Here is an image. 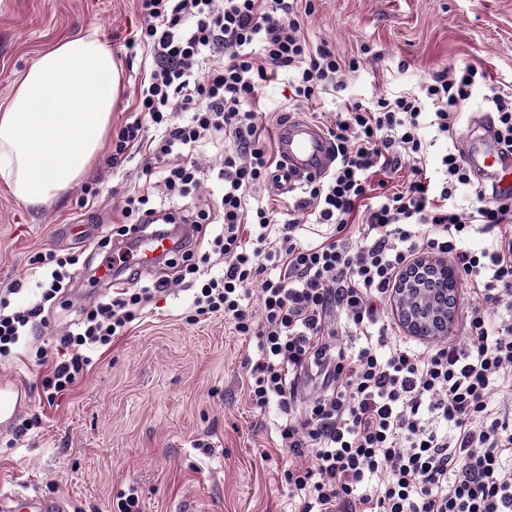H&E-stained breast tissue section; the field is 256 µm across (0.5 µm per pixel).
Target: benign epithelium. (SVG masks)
Wrapping results in <instances>:
<instances>
[{"label": "benign epithelium", "mask_w": 512, "mask_h": 512, "mask_svg": "<svg viewBox=\"0 0 512 512\" xmlns=\"http://www.w3.org/2000/svg\"><path fill=\"white\" fill-rule=\"evenodd\" d=\"M415 266L437 273L443 279L448 278L450 274L447 262L428 256L417 260ZM428 280H430L428 276H405L394 291V311L410 335L433 341L445 339L448 337V328L454 319V310L448 306V289H431L435 297L434 306L423 311L420 309L417 295L425 290Z\"/></svg>", "instance_id": "1"}]
</instances>
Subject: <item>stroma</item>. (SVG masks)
Returning <instances> with one entry per match:
<instances>
[{
  "mask_svg": "<svg viewBox=\"0 0 512 512\" xmlns=\"http://www.w3.org/2000/svg\"><path fill=\"white\" fill-rule=\"evenodd\" d=\"M315 9L309 37L362 60L347 81L355 98L409 90L462 63L512 89V0H316ZM139 23L136 0H0V108L42 53L94 32L122 65L112 126H124L144 76L124 48ZM111 154L104 139L82 185L38 209L0 184V292L29 275L36 254L78 259L71 290L46 306L44 322L12 357L0 359V381L25 398L14 422L0 428V482L65 496L74 512H118L120 493L131 488L142 512H289L284 472L306 459L282 446L277 407L258 410L248 398L245 362L256 342L234 335L219 315L189 321L194 291L177 281L181 264L139 265L136 231L122 236L118 228L141 158L116 168ZM86 183L100 192L89 205ZM122 256L130 287L166 280L169 288L110 345L90 351L72 390L48 399V368L37 351L55 349L83 308L109 295L96 268Z\"/></svg>",
  "mask_w": 512,
  "mask_h": 512,
  "instance_id": "obj_1",
  "label": "stroma"
}]
</instances>
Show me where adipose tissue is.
<instances>
[{
  "label": "adipose tissue",
  "instance_id": "adipose-tissue-1",
  "mask_svg": "<svg viewBox=\"0 0 512 512\" xmlns=\"http://www.w3.org/2000/svg\"><path fill=\"white\" fill-rule=\"evenodd\" d=\"M119 94V64L96 33L40 55L0 111V183L31 207L72 188L98 156Z\"/></svg>",
  "mask_w": 512,
  "mask_h": 512
}]
</instances>
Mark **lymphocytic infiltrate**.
<instances>
[{
	"label": "lymphocytic infiltrate",
	"mask_w": 512,
	"mask_h": 512,
	"mask_svg": "<svg viewBox=\"0 0 512 512\" xmlns=\"http://www.w3.org/2000/svg\"><path fill=\"white\" fill-rule=\"evenodd\" d=\"M137 2L143 23L127 46L140 48L146 75L133 120L112 140L111 161L118 167L141 155L143 171L157 180L128 192L122 217L202 232L209 210L161 217L148 202L157 191L174 201L198 193L208 172L195 154L225 139L216 173L224 230L213 240L223 269L212 272L204 256L185 272L197 286L195 315H222L236 335L257 341L248 397L260 410L277 406L283 444L311 456L285 475L298 512H512V197L488 195L455 144L461 107L487 73L454 66L414 91L344 100L327 127L335 166L300 181L296 215L281 225L256 196L275 162L260 90L286 77L300 107L345 91L359 60L305 37L314 0ZM486 101L495 142L512 153V91L491 88ZM427 126L450 143L438 190L426 175ZM405 162L411 179L389 191ZM463 188L472 191L467 207H448ZM303 221L332 231L300 244L295 231ZM476 229L491 234L490 245L460 250ZM426 254L447 257L467 306L463 338L420 349L378 326L374 305L390 300ZM69 263L38 257L39 302L14 308L0 298V357L61 293ZM113 284L115 293L60 337L66 356L43 380L50 397L83 377L87 349L110 344L167 287L127 288L118 276ZM335 312L348 327L341 340L330 323ZM314 369L325 389L299 405L300 381Z\"/></svg>",
	"instance_id": "lymphocytic-infiltrate-1"
}]
</instances>
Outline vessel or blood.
Returning a JSON list of instances; mask_svg holds the SVG:
<instances>
[{
    "label": "vessel or blood",
    "mask_w": 512,
    "mask_h": 512,
    "mask_svg": "<svg viewBox=\"0 0 512 512\" xmlns=\"http://www.w3.org/2000/svg\"><path fill=\"white\" fill-rule=\"evenodd\" d=\"M276 153L283 174L292 180L320 177L332 166L335 154L332 141L322 128L303 118H287L275 127ZM468 165L490 171L498 187L512 195V155L482 151L468 146L464 151ZM180 242L168 234L144 238L138 245L139 260L149 265L162 254L178 250ZM0 512H69L63 496L46 497L25 485L0 487Z\"/></svg>",
    "instance_id": "b4317fda"
}]
</instances>
